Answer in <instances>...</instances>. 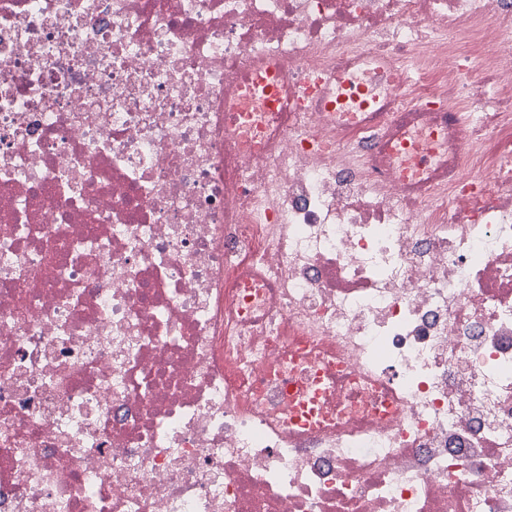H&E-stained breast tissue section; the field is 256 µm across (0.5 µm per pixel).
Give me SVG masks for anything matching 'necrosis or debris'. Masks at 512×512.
<instances>
[{
  "label": "necrosis or debris",
  "mask_w": 512,
  "mask_h": 512,
  "mask_svg": "<svg viewBox=\"0 0 512 512\" xmlns=\"http://www.w3.org/2000/svg\"><path fill=\"white\" fill-rule=\"evenodd\" d=\"M0 512H512V0H0Z\"/></svg>",
  "instance_id": "necrosis-or-debris-1"
}]
</instances>
